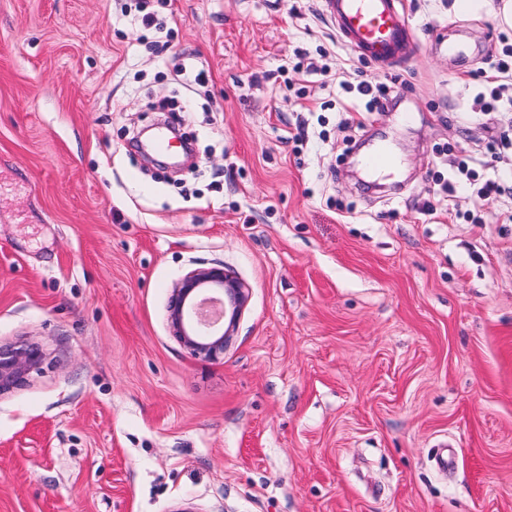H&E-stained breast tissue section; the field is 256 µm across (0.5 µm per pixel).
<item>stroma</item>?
Returning a JSON list of instances; mask_svg holds the SVG:
<instances>
[{
  "label": "stroma",
  "mask_w": 512,
  "mask_h": 512,
  "mask_svg": "<svg viewBox=\"0 0 512 512\" xmlns=\"http://www.w3.org/2000/svg\"><path fill=\"white\" fill-rule=\"evenodd\" d=\"M123 2L0 0V344L46 354L0 396V512H512V222L439 191L459 160L512 180V104L473 108L512 28L404 0L417 42L384 70L321 0H171L157 56ZM159 101L191 156L142 152ZM216 264L248 299L209 360L167 306ZM357 92L367 99L365 102V112H382L384 102L388 100L391 94V87L382 81L360 83L357 86ZM397 162L389 146L379 144L365 159V167L372 173L396 168Z\"/></svg>",
  "instance_id": "stroma-1"
}]
</instances>
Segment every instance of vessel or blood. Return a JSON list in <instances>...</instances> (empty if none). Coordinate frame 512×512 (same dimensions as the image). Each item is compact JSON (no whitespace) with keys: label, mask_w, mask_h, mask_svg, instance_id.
I'll use <instances>...</instances> for the list:
<instances>
[{"label":"vessel or blood","mask_w":512,"mask_h":512,"mask_svg":"<svg viewBox=\"0 0 512 512\" xmlns=\"http://www.w3.org/2000/svg\"><path fill=\"white\" fill-rule=\"evenodd\" d=\"M325 12L344 42L356 52L388 68L409 55L416 36L403 0H323ZM396 158L379 144L366 158L368 171L395 169Z\"/></svg>","instance_id":"obj_1"}]
</instances>
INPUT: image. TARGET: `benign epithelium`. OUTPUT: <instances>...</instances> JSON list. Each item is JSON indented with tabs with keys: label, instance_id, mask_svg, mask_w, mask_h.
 Wrapping results in <instances>:
<instances>
[{
	"label": "benign epithelium",
	"instance_id": "obj_1",
	"mask_svg": "<svg viewBox=\"0 0 512 512\" xmlns=\"http://www.w3.org/2000/svg\"><path fill=\"white\" fill-rule=\"evenodd\" d=\"M246 300L244 285L224 266L196 268L173 288L168 321L193 355L215 359L224 354ZM44 358L42 348L34 343L0 345V396L23 385Z\"/></svg>",
	"mask_w": 512,
	"mask_h": 512
}]
</instances>
